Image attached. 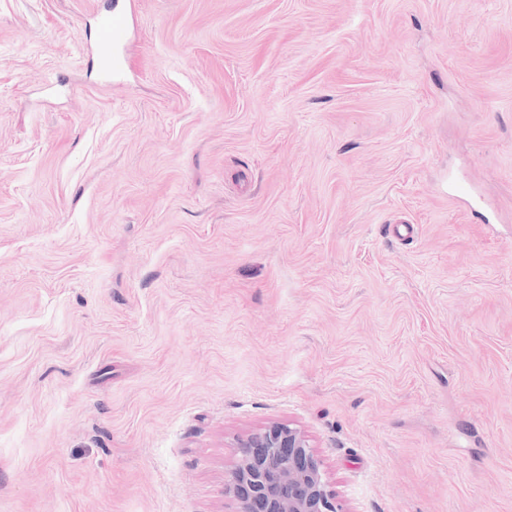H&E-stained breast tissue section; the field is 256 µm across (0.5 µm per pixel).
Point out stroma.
<instances>
[{
  "mask_svg": "<svg viewBox=\"0 0 512 512\" xmlns=\"http://www.w3.org/2000/svg\"><path fill=\"white\" fill-rule=\"evenodd\" d=\"M106 2L0 0V512H512V0ZM129 17L125 11H114L99 17L98 54L102 61L112 62V49L125 39ZM224 483L237 512H345L304 431L273 422L238 439Z\"/></svg>",
  "mask_w": 512,
  "mask_h": 512,
  "instance_id": "stroma-1",
  "label": "stroma"
}]
</instances>
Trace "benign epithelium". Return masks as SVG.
<instances>
[{
    "mask_svg": "<svg viewBox=\"0 0 512 512\" xmlns=\"http://www.w3.org/2000/svg\"><path fill=\"white\" fill-rule=\"evenodd\" d=\"M224 483L237 512H344L304 431L281 422L238 439Z\"/></svg>",
    "mask_w": 512,
    "mask_h": 512,
    "instance_id": "benign-epithelium-1",
    "label": "benign epithelium"
}]
</instances>
